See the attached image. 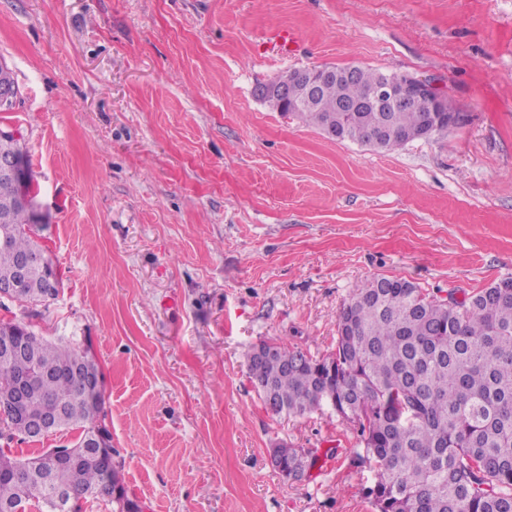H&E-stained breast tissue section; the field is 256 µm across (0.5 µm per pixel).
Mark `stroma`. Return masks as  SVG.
Instances as JSON below:
<instances>
[{"mask_svg":"<svg viewBox=\"0 0 512 512\" xmlns=\"http://www.w3.org/2000/svg\"><path fill=\"white\" fill-rule=\"evenodd\" d=\"M291 31L297 49L266 42ZM0 59L63 281L29 323L91 342L124 486L145 512H372L330 407L266 410L260 342L313 355L378 276L428 292L512 277V0H0ZM356 64L431 80L464 121L381 152L257 89ZM314 448L309 477L272 465ZM274 458L277 464L288 468L289 471L300 467L305 470L313 469L319 462L317 451L313 448H295L292 445L279 444L273 448ZM288 470L282 475L288 479Z\"/></svg>","mask_w":512,"mask_h":512,"instance_id":"35a3bbf8","label":"stroma"}]
</instances>
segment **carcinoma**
Masks as SVG:
<instances>
[{"mask_svg": "<svg viewBox=\"0 0 512 512\" xmlns=\"http://www.w3.org/2000/svg\"><path fill=\"white\" fill-rule=\"evenodd\" d=\"M382 72L362 68L355 79L323 82L317 112L288 108L281 99L267 106L319 128L331 123L340 140L365 143L381 124L392 135L378 149L398 150L409 135L440 118L448 131V114L422 108L400 112H362L357 119L338 111L340 102L360 100L380 82ZM34 213L22 205L11 183L0 177V283L15 279L17 260L41 245L30 235ZM42 268L32 270L27 293L47 305L56 298L43 288ZM26 336L27 350L0 357V390L13 376L37 371L27 406L41 411L48 398L61 400L53 416L58 429L79 430L76 447L102 425L103 375L89 348L38 337L30 324L0 320V342ZM263 359L248 357L249 377L265 407L274 415L303 416L324 405L352 424L362 450L349 465L369 467L374 483L365 490L374 512H512V279H501L458 298H441L406 279L377 277L355 289L338 313L335 349L322 356L285 343H262ZM37 441L33 424L20 416H0V439ZM277 464L288 470L313 469L317 451L280 444ZM0 450V504L24 503L58 512L51 491L37 482L18 483L7 471L25 466ZM52 486L77 498L92 496L126 512L134 503L125 491L120 467L110 478L95 456L57 466Z\"/></svg>", "mask_w": 512, "mask_h": 512, "instance_id": "obj_1", "label": "carcinoma"}]
</instances>
